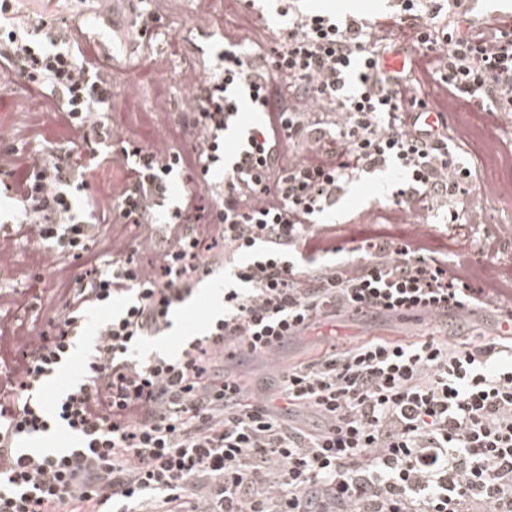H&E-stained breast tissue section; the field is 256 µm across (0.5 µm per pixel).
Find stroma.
Masks as SVG:
<instances>
[{"label": "stroma", "mask_w": 512, "mask_h": 512, "mask_svg": "<svg viewBox=\"0 0 512 512\" xmlns=\"http://www.w3.org/2000/svg\"><path fill=\"white\" fill-rule=\"evenodd\" d=\"M263 14L254 18L245 43L237 45L242 55H249L259 47L268 45L288 19L280 13L278 0H263ZM228 28L221 20V11L215 0H170L169 10L158 27L150 29L145 37L113 44L107 58L108 80L112 95L109 145L128 143L141 145V130L145 113L154 112L158 97L179 103L191 90L185 81L188 65H195L198 78H205L211 65L224 50V36ZM179 36L181 52L171 56L167 42L170 36ZM154 71L151 82L133 85L139 70ZM31 96L27 85L16 75L0 71V127L11 128L15 137L12 146L30 148H59L66 144L69 132L57 113L44 118L42 133L31 137L26 103ZM499 130L497 141L486 142L478 128L472 126L466 113L452 112L448 124L458 132L451 144L461 160L475 168L476 179L472 194L480 199L486 213L480 236L493 235L502 224L512 225V201L487 190L498 169L512 160V114L501 112L493 118ZM393 178L387 173L363 177L350 187L347 195L337 204L335 211L321 218L322 224L333 226L338 245H347L350 238L363 237L382 231H395L398 239L406 240L412 230L406 224H379L381 215L390 213L392 200L389 190ZM35 246L18 242L16 265L0 269V289L13 288L25 292L26 306L20 311L21 320L30 326L46 327L48 319L61 315L64 299L58 283L47 267L32 262ZM220 310L219 298L211 281L195 286L194 293L179 305L168 335L149 339L146 353H174L200 333L208 318ZM496 328L491 318L478 316L468 322L455 320L419 319L413 316L390 318L372 314L346 315L334 321H324L293 336L270 359L227 353L224 356L225 374L241 380L256 398L271 394L279 374L288 367L321 357L330 347L345 349L371 338L400 342H415L434 338L451 343L466 339L472 342L494 338Z\"/></svg>", "instance_id": "1"}]
</instances>
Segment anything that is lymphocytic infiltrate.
Masks as SVG:
<instances>
[{"instance_id":"f902f5d3","label":"lymphocytic infiltrate","mask_w":512,"mask_h":512,"mask_svg":"<svg viewBox=\"0 0 512 512\" xmlns=\"http://www.w3.org/2000/svg\"><path fill=\"white\" fill-rule=\"evenodd\" d=\"M372 23L304 11L275 48L254 60L221 56L219 78L197 81L184 108L196 130L192 156L166 144L110 151L123 179L106 212L75 150L105 127L111 94L82 46L88 22L32 40L0 27V68L59 113L66 148L0 151L14 175L17 234L0 235V261L17 237L53 252L66 299L58 322L35 331L0 327V512H512V333L455 346L375 338L285 371L275 398L248 397L224 374V350L270 356L290 337L341 314L453 318L512 324V281L490 266L426 257L425 234L361 240L357 260L327 262L339 247L313 216L336 205L362 175L391 170L399 212L457 222L473 171L448 148V123L419 114L512 112V30L474 25L450 0H398ZM448 19H441V12ZM418 47L401 76L382 61L398 40ZM286 86L272 107L271 73ZM266 113L234 149L224 135L245 110ZM214 176L218 204L187 189L165 202L171 174ZM151 247L134 262L132 245ZM84 270L72 275L70 260ZM223 269L224 311L175 355L145 357V338L171 326L175 304ZM89 344L79 375L46 396L48 378ZM304 410L319 425L286 421ZM64 430L66 448L27 438Z\"/></svg>"}]
</instances>
